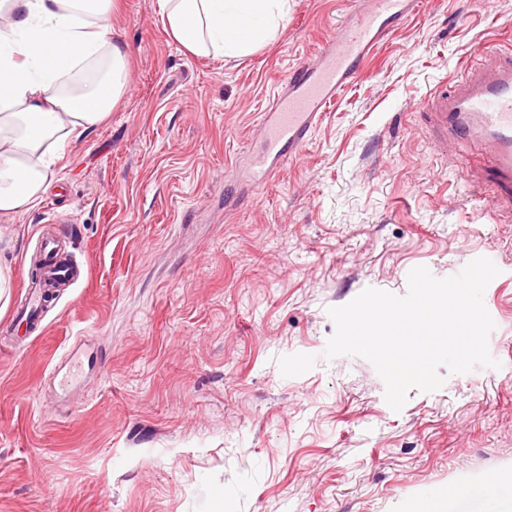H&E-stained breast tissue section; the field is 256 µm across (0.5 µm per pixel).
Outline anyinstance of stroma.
Segmentation results:
<instances>
[{"label": "stroma", "mask_w": 512, "mask_h": 512, "mask_svg": "<svg viewBox=\"0 0 512 512\" xmlns=\"http://www.w3.org/2000/svg\"><path fill=\"white\" fill-rule=\"evenodd\" d=\"M116 4L128 92L0 220V512H455L461 486L468 512H512V206L488 207L485 151L439 148L423 106L494 63L485 46L512 54V0H421L279 176L229 195L273 93L356 0H288L276 39L236 59L187 52L151 0ZM49 230L84 277L38 333L16 307ZM480 257L499 270L496 367L396 412L369 361L325 357L329 308Z\"/></svg>", "instance_id": "stroma-1"}]
</instances>
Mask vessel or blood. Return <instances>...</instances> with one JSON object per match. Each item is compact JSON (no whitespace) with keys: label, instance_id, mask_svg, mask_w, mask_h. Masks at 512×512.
<instances>
[{"label":"vessel or blood","instance_id":"1","mask_svg":"<svg viewBox=\"0 0 512 512\" xmlns=\"http://www.w3.org/2000/svg\"><path fill=\"white\" fill-rule=\"evenodd\" d=\"M359 2V9L324 42L313 60L290 74L262 112L257 146L241 153L252 185L269 181L306 146L324 112L357 77L361 63L419 0ZM430 117L439 145L484 144L490 168L500 179L512 182V60L471 71L452 92L438 93L431 100ZM43 249L45 280L57 284L78 280L77 270L58 261V240L46 239Z\"/></svg>","mask_w":512,"mask_h":512}]
</instances>
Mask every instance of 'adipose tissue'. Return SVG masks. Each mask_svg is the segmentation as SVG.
Masks as SVG:
<instances>
[{"label": "adipose tissue", "mask_w": 512, "mask_h": 512, "mask_svg": "<svg viewBox=\"0 0 512 512\" xmlns=\"http://www.w3.org/2000/svg\"><path fill=\"white\" fill-rule=\"evenodd\" d=\"M113 0H0V213L35 206L69 135L100 124L125 95L128 51ZM183 48L241 57L272 41L288 0H152Z\"/></svg>", "instance_id": "obj_1"}]
</instances>
